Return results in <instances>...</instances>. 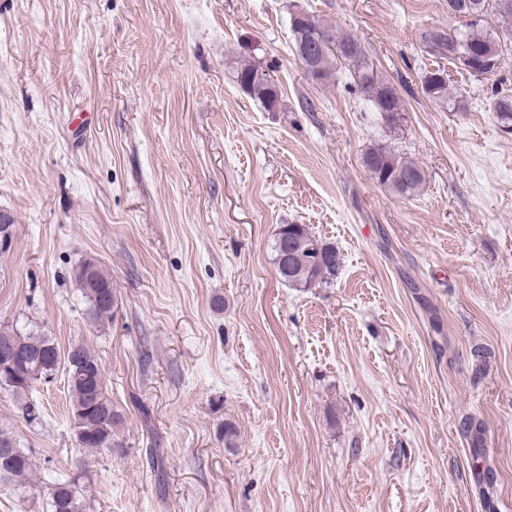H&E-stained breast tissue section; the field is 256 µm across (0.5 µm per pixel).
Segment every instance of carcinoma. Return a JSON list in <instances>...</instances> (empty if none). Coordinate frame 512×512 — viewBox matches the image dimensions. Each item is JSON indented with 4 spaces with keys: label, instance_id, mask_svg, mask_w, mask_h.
Masks as SVG:
<instances>
[{
    "label": "carcinoma",
    "instance_id": "cac0c4a2",
    "mask_svg": "<svg viewBox=\"0 0 512 512\" xmlns=\"http://www.w3.org/2000/svg\"><path fill=\"white\" fill-rule=\"evenodd\" d=\"M452 9L466 12L472 6L485 16L480 22H467L466 31L448 33L438 30L423 40L426 52L439 59L452 60L455 54H469L476 60L497 61L504 51L512 49V0H448ZM294 47L300 49L299 60L306 58L320 67L306 70L317 83L326 84L336 77L339 67L346 68L360 86L361 92L389 129L396 131L404 108L395 89L379 77L361 42L336 25L304 13L301 26L291 29ZM439 67L424 72L421 85L432 101L446 105L451 101L450 87L440 75ZM236 82L267 111L280 108L276 85L254 65L242 62L236 69ZM491 109L504 127H512V96H497ZM362 164L373 179L390 192L405 198L416 196L426 181L423 167L415 160L391 147H373L362 156ZM274 265L279 277L291 288H312L335 276L340 263L336 248L314 236L304 224H282L272 245ZM75 281L90 304L93 315L100 319L112 316L114 302L104 296L111 293L112 278L96 263L85 261L75 272ZM6 347L16 358L11 374H0V389L22 396L28 387L16 384V378L29 371L50 380L59 369L65 370L71 421L79 447L97 452L122 447L116 428L122 414L112 403L104 373L94 351L84 343H74L62 350L50 338L22 332L14 325H0V348ZM13 450L0 456V480L25 481L33 472V457L22 448L14 435L1 430L0 447ZM51 512H86L79 486L69 479H58L50 494Z\"/></svg>",
    "mask_w": 512,
    "mask_h": 512
}]
</instances>
